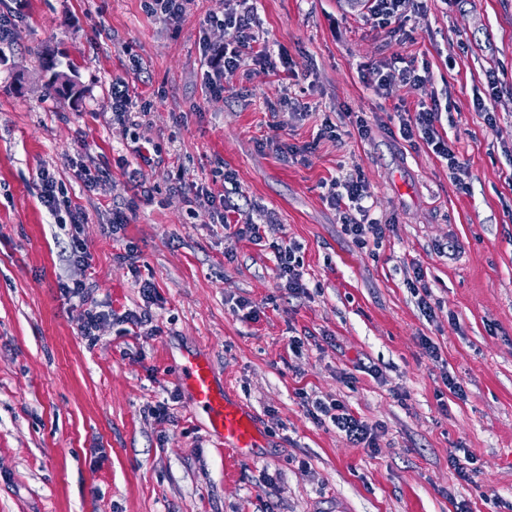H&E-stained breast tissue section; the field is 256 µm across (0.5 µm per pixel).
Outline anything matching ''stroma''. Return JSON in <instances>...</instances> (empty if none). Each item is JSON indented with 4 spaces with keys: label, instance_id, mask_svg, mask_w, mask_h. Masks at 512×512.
<instances>
[{
    "label": "stroma",
    "instance_id": "35a3bbf8",
    "mask_svg": "<svg viewBox=\"0 0 512 512\" xmlns=\"http://www.w3.org/2000/svg\"><path fill=\"white\" fill-rule=\"evenodd\" d=\"M237 7L185 0L169 18L144 0H0V512H512V0H426L401 40L347 0H257L256 31L298 74L244 66L214 95L205 49L236 33L208 18ZM48 51L76 95L50 89ZM393 56L427 64L429 81L364 79ZM116 82L151 107L127 132L112 119ZM436 100L451 103L441 130L467 167L463 189L397 130V105ZM327 124L338 139L321 137ZM138 140L159 146L154 163H137ZM276 141L315 149L286 159ZM72 159L106 183L88 190ZM132 165L151 199L130 187ZM45 168L86 213L79 231L42 206ZM356 174L387 226L363 248L328 200ZM195 183L234 192L229 221L262 225V245L194 218L180 188ZM116 211L128 218L118 230ZM74 234L88 267L63 253ZM282 242L300 247L307 295L282 287ZM62 279L85 280L115 313L150 310L154 332L110 322L88 340ZM195 351L257 416L260 458L227 457L181 390ZM173 391L174 418L158 423L149 407ZM306 397L344 403L374 450L308 416ZM461 451L467 480L450 464Z\"/></svg>",
    "mask_w": 512,
    "mask_h": 512
}]
</instances>
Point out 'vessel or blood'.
I'll list each match as a JSON object with an SVG mask.
<instances>
[{"label": "vessel or blood", "instance_id": "b4317fda", "mask_svg": "<svg viewBox=\"0 0 512 512\" xmlns=\"http://www.w3.org/2000/svg\"><path fill=\"white\" fill-rule=\"evenodd\" d=\"M180 380L196 408L207 415L210 429L225 452L235 458H249L263 447L265 434L257 420L216 387L214 368L206 358L187 354Z\"/></svg>", "mask_w": 512, "mask_h": 512}]
</instances>
